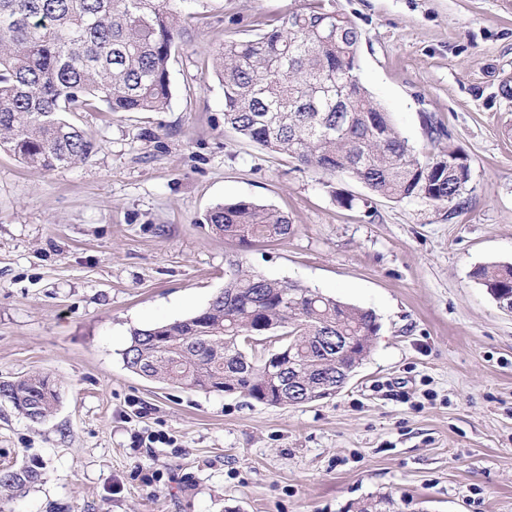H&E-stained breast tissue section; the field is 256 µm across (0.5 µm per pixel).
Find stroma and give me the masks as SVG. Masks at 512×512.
Listing matches in <instances>:
<instances>
[{
    "instance_id": "1",
    "label": "stroma",
    "mask_w": 512,
    "mask_h": 512,
    "mask_svg": "<svg viewBox=\"0 0 512 512\" xmlns=\"http://www.w3.org/2000/svg\"><path fill=\"white\" fill-rule=\"evenodd\" d=\"M299 0H197L162 112H78L83 161L0 153V380L50 375L41 422L0 404V470L43 480L12 512H512V313L471 276L512 263V0H334L358 74L415 151L454 147L450 206L371 195L224 124L210 51ZM363 198L339 206L334 193ZM251 200L294 231L243 246L205 221ZM371 309L380 330L335 396L270 406L145 380L132 330L183 319L228 262Z\"/></svg>"
}]
</instances>
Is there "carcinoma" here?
Listing matches in <instances>:
<instances>
[{
    "label": "carcinoma",
    "mask_w": 512,
    "mask_h": 512,
    "mask_svg": "<svg viewBox=\"0 0 512 512\" xmlns=\"http://www.w3.org/2000/svg\"><path fill=\"white\" fill-rule=\"evenodd\" d=\"M196 0H0V150L53 170L86 159L94 144L68 114L99 105L111 112H162L171 100L170 60L194 18ZM361 35L333 0H301L255 37L213 55L224 90V124L305 167L347 173L372 194L449 205L462 195L471 166L450 147L421 158L370 96L358 75ZM206 223L243 245L293 232L284 213L250 200L214 207ZM227 280L197 314L133 331L122 357L140 377L178 387L236 392L272 406L312 401L334 388L342 370L364 361L379 324L375 313L295 281L270 279L229 261ZM491 296L512 290V264L472 271ZM353 336L348 350L323 336ZM249 336H281L283 369L265 370L247 353ZM55 381L35 373L0 381V402L33 422L51 415ZM42 480L41 467L0 471V488L21 496ZM380 496L356 512H389Z\"/></svg>",
    "instance_id": "obj_1"
}]
</instances>
